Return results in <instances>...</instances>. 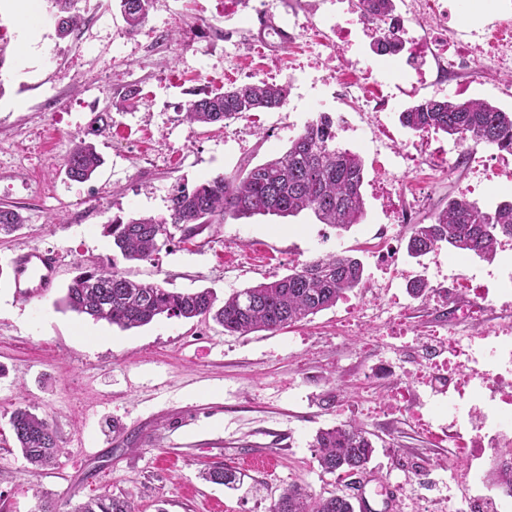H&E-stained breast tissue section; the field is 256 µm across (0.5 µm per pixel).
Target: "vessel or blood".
Masks as SVG:
<instances>
[{
  "mask_svg": "<svg viewBox=\"0 0 512 512\" xmlns=\"http://www.w3.org/2000/svg\"><path fill=\"white\" fill-rule=\"evenodd\" d=\"M10 264L17 300L28 301L49 294L55 288L60 269L56 252L31 248L14 255Z\"/></svg>",
  "mask_w": 512,
  "mask_h": 512,
  "instance_id": "1",
  "label": "vessel or blood"
}]
</instances>
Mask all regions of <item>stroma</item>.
<instances>
[{
  "label": "stroma",
  "instance_id": "stroma-1",
  "mask_svg": "<svg viewBox=\"0 0 512 512\" xmlns=\"http://www.w3.org/2000/svg\"><path fill=\"white\" fill-rule=\"evenodd\" d=\"M300 2L250 0L228 15L224 0H153L131 33L117 0H76L83 23L62 39L53 0H38L25 37L9 0H0V204L25 218L22 230L0 239V512H37L45 496L73 507L105 493L132 495L138 512H268L294 482L316 495L345 494L346 476L323 473L311 442L319 429L351 421L371 435L367 473L394 491V512H443L448 498L478 500L479 489L461 472V450L429 437L409 408L384 410L391 383L366 367L386 361L396 377L409 378L404 346L420 339L387 335V327L452 322L429 302L409 299L408 280L462 273L482 284L512 270V253L489 263L443 245L416 260L405 229L395 245L409 277L389 294L357 289L301 323L244 337L210 320L163 316L123 330L56 307L79 270L112 263L134 280L210 288L221 297L342 251L361 259L367 280L381 278L368 242L388 224L386 203L370 189L365 220L346 232L309 213L230 219L148 261L124 260L105 233L117 218L166 217L176 183L253 167L285 150L319 113L349 109L327 81L342 66L338 58H322L316 82L307 36L273 48L256 37L259 16L287 26ZM259 79L289 86L284 108L206 127L184 120L191 92ZM461 84L467 97L512 111V100L499 97L479 69L427 96H457ZM131 89L140 102L121 109ZM105 110L112 122L94 139L104 163L89 181H71L63 160ZM431 141L453 168L446 177L415 171L403 178V187L425 195L423 215L452 195L488 209L512 198V178L470 190L465 146L444 133ZM26 246L56 251L62 268L52 293L20 302L8 268ZM22 404L48 417L61 442L55 463L39 471L9 424ZM130 435L137 449L127 447ZM215 463L240 473L236 488L202 479Z\"/></svg>",
  "mask_w": 512,
  "mask_h": 512
}]
</instances>
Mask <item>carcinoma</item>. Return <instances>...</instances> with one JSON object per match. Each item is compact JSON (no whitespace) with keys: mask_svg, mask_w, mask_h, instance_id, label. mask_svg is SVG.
I'll return each mask as SVG.
<instances>
[{"mask_svg":"<svg viewBox=\"0 0 512 512\" xmlns=\"http://www.w3.org/2000/svg\"><path fill=\"white\" fill-rule=\"evenodd\" d=\"M56 29L66 37L81 24L71 12L73 0H54ZM151 0H119L127 28L135 32L146 21ZM363 14L383 19L394 10V0H359ZM284 85L263 80L194 94L184 119L202 125L237 118L249 112L286 106ZM400 124L413 133H445L459 142L500 149L512 147V112L483 99H429L408 105L399 113ZM103 158L91 141L75 145L64 160L68 179L84 182L101 167ZM367 173L361 156L336 145V118L328 113L307 123L275 157L233 174L218 175L190 188L179 183L169 196L168 217H141L107 225L112 245L129 261H147L174 238L190 240L212 224L254 215L278 217L312 212L322 224L347 230L366 215L363 186ZM429 223L414 224L407 251L421 256L448 245L451 251L493 261L500 237L512 236V201L486 210L476 202L448 197V204L428 216ZM24 224L22 214L0 207V236H9ZM366 284L362 261L342 253L318 256L293 267L288 275L233 292L216 306L210 288L183 292L158 282L127 278L119 269L98 267L75 276L60 305L95 321L105 320L122 329L150 324L159 316L184 320L211 319L231 335L275 332L329 309L348 293ZM18 448L36 468L50 465L61 451L60 439L45 417L27 407L10 415ZM312 447L317 462L328 474L347 476L368 469L375 452L370 433L356 422L321 429ZM205 478L232 485L235 473L212 467ZM491 484L512 487V462L492 471ZM72 512H135L128 496L102 494L76 506ZM269 512H355L346 494L314 495L299 483L283 488Z\"/></svg>","mask_w":512,"mask_h":512,"instance_id":"obj_1","label":"carcinoma"}]
</instances>
